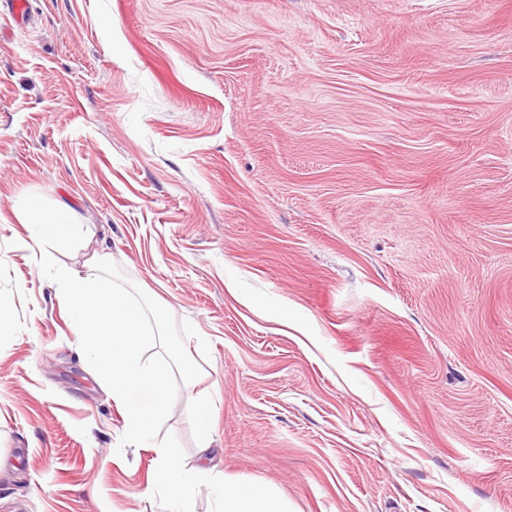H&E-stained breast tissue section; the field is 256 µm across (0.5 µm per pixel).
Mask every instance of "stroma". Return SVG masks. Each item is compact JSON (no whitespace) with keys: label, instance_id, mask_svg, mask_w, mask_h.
Returning <instances> with one entry per match:
<instances>
[{"label":"stroma","instance_id":"stroma-1","mask_svg":"<svg viewBox=\"0 0 512 512\" xmlns=\"http://www.w3.org/2000/svg\"><path fill=\"white\" fill-rule=\"evenodd\" d=\"M28 194L90 230L61 262L209 342L187 466L291 512H512V0H0V512H163Z\"/></svg>","mask_w":512,"mask_h":512}]
</instances>
